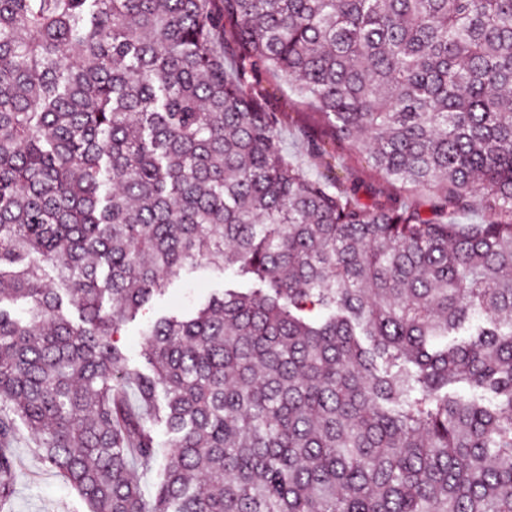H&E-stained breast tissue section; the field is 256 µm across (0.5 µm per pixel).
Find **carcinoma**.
<instances>
[{"mask_svg": "<svg viewBox=\"0 0 512 512\" xmlns=\"http://www.w3.org/2000/svg\"><path fill=\"white\" fill-rule=\"evenodd\" d=\"M260 70L428 210L288 162ZM197 266L252 287L129 367ZM2 407L0 502L18 418L90 512H512V0H0ZM248 283L231 271L225 273L207 268L187 271L173 280L164 295L156 296L135 319L123 325L113 339L123 351L130 367H145L143 347L144 331L149 320L163 316H180L198 309L211 293L224 288H248ZM153 427L159 443L158 452L148 467L136 465L133 471L134 477L147 496L150 495L154 485L160 480L161 475L171 461L170 436L164 422L156 421Z\"/></svg>", "mask_w": 512, "mask_h": 512, "instance_id": "cac0c4a2", "label": "carcinoma"}]
</instances>
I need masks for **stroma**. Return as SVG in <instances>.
Listing matches in <instances>:
<instances>
[{"label": "stroma", "instance_id": "obj_1", "mask_svg": "<svg viewBox=\"0 0 512 512\" xmlns=\"http://www.w3.org/2000/svg\"><path fill=\"white\" fill-rule=\"evenodd\" d=\"M259 82L266 91L269 109L280 117V144L294 164L314 176L333 170L340 186L357 184L362 200L367 203L401 198L426 205L424 195L384 180L370 167L364 152L338 143L332 127L315 104L289 89L283 79L263 73ZM313 141L325 146L326 155L310 152L309 144ZM243 285V280L229 271L222 273L207 268L187 271L169 284L164 295L154 297L145 312L123 325L114 341L125 354L129 366L144 367V331L149 320L182 315L200 308L213 292ZM36 446L35 436L24 425H17L9 444L16 462L13 493L5 504L0 505V512H89L79 493L41 462Z\"/></svg>", "mask_w": 512, "mask_h": 512}]
</instances>
